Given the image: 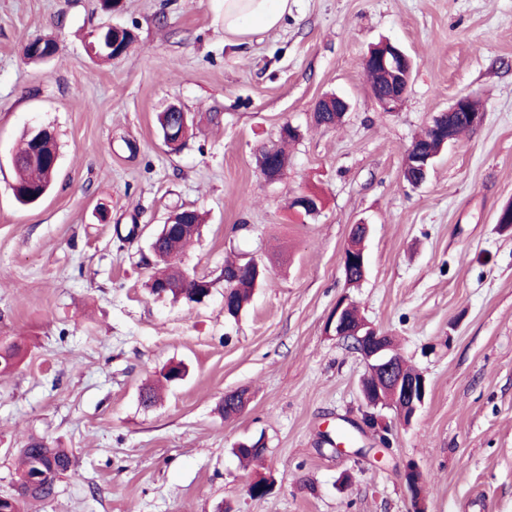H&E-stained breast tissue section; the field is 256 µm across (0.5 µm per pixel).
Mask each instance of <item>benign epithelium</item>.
I'll return each mask as SVG.
<instances>
[{
	"instance_id": "obj_1",
	"label": "benign epithelium",
	"mask_w": 512,
	"mask_h": 512,
	"mask_svg": "<svg viewBox=\"0 0 512 512\" xmlns=\"http://www.w3.org/2000/svg\"><path fill=\"white\" fill-rule=\"evenodd\" d=\"M28 53L43 55L52 59L59 53V46H44L42 40H32L26 43ZM365 63L379 70L388 84V89L374 95L375 101L384 112H395L406 97L412 77L413 62L400 47L385 43L382 52H369ZM465 113L470 127L476 128L484 121L485 112L475 106V98L469 94H460L447 110L438 112L427 123V128L444 143L455 142L452 121L454 114ZM436 155L425 152L420 148H409L406 154L404 171L411 175L409 183L414 186L422 185L435 165ZM351 302L344 299L337 301L331 311L327 323L329 331L341 340L349 349L361 355L366 364V374L361 383V389L367 405L374 403L371 397L387 389L394 395L395 403L392 408L397 416L408 422L426 401L428 394L427 379L424 374L416 372L410 376L404 375L398 365L401 356L392 348L390 337L380 333L367 322L353 330L349 326L347 313Z\"/></svg>"
}]
</instances>
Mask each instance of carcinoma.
<instances>
[{
  "label": "carcinoma",
  "instance_id": "cac0c4a2",
  "mask_svg": "<svg viewBox=\"0 0 512 512\" xmlns=\"http://www.w3.org/2000/svg\"><path fill=\"white\" fill-rule=\"evenodd\" d=\"M413 145L424 147L436 155L445 148L442 141L432 137L427 129L413 141ZM44 154L58 155L55 137H48L38 145L35 143L34 134L25 132L23 145L14 158L18 179L11 187L15 200L21 205L34 203L36 191L47 193L53 185V178L49 176L42 163ZM174 223L183 225L177 234L171 236L165 232L155 239L153 255L160 259L164 268L154 276L150 291L157 297H182L189 302L198 303L199 282L203 281V278L190 274L183 267L182 257L184 248L198 233L201 217L194 210H181L176 213ZM246 265V260L224 263V280L231 282V291L224 312L232 318L236 317L248 303L256 287L254 277L241 273L242 267ZM22 353L23 348L17 342L1 346L0 373L14 368L21 360ZM246 393L245 389L232 392L221 402L219 410L224 417L232 418L245 408L248 403V400L244 399ZM265 451V444L260 438L249 443H241L236 448L239 458L245 463L261 458ZM73 467V457L66 449L52 448L43 439L30 437L25 448L20 450L15 493L0 495V512H26L29 503L51 498L52 487L63 475L72 471ZM405 485L411 506L422 512L427 505L421 498V485L412 480L410 475L407 476Z\"/></svg>",
  "mask_w": 512,
  "mask_h": 512
}]
</instances>
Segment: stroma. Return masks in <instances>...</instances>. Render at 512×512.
<instances>
[{
	"instance_id": "stroma-1",
	"label": "stroma",
	"mask_w": 512,
	"mask_h": 512,
	"mask_svg": "<svg viewBox=\"0 0 512 512\" xmlns=\"http://www.w3.org/2000/svg\"><path fill=\"white\" fill-rule=\"evenodd\" d=\"M133 31L120 59L85 46L102 25ZM60 45L23 60L33 39ZM387 40L414 61L398 111L376 105L363 68ZM347 98L332 128L316 101ZM474 95L483 123L411 186L403 162L433 113ZM193 121L171 152L156 116ZM301 137L270 182L257 157L283 124ZM54 128L53 189L19 206L11 158L24 130ZM317 194L320 213L289 209ZM512 0H295L280 28L224 32L223 0H0V343L25 355L0 375V494L13 493L29 437L76 469L32 512H410L403 472L422 473L428 512H512ZM204 216L184 265L212 280L200 303L148 288L151 235L177 209ZM367 273L345 279L352 225ZM261 260L267 279L224 314V261ZM391 336L429 385L410 422L369 409L363 359L326 330L340 297ZM171 362L187 374L144 407ZM251 401L231 419L225 392ZM374 413L375 426L363 422ZM349 429L382 462L324 441ZM263 439L243 465L237 443ZM265 477L271 491L252 497ZM321 101L328 102L329 103L328 107L330 109L333 108L332 104H330V99H328L326 97L321 98L315 106V110L313 113V119L317 125L324 126L327 128L332 127L331 125L334 124V120H335V124H337L339 121H341L343 116L351 108V105L347 99L340 97V96H336V102H335L336 117H335L333 115V112H331L330 110H327L326 112H322V110H321L322 105L320 106V104H319Z\"/></svg>"
}]
</instances>
